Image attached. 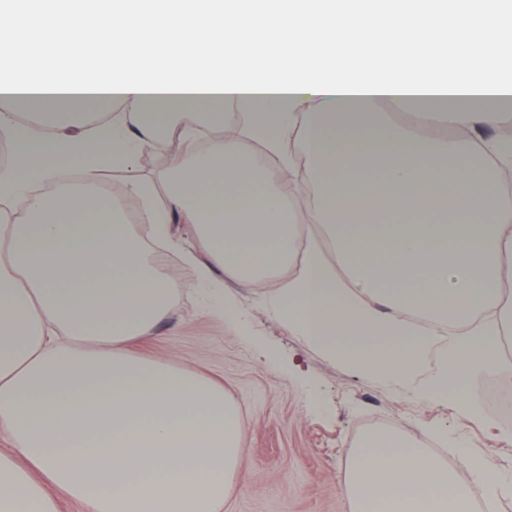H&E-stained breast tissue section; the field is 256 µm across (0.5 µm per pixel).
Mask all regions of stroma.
<instances>
[{
    "instance_id": "obj_1",
    "label": "stroma",
    "mask_w": 512,
    "mask_h": 512,
    "mask_svg": "<svg viewBox=\"0 0 512 512\" xmlns=\"http://www.w3.org/2000/svg\"><path fill=\"white\" fill-rule=\"evenodd\" d=\"M162 245L167 274L179 291L152 338L131 353L188 366L224 387L240 408L242 454L236 489L223 512H349L342 477L359 448L360 424L375 415L410 440L432 439L455 463L458 450L492 456L496 471L512 475V441L487 405L490 376H472L466 392L475 410L430 404L384 379L362 375L309 347L270 308L290 272L262 285L213 273L197 286L186 263L204 260L184 225Z\"/></svg>"
}]
</instances>
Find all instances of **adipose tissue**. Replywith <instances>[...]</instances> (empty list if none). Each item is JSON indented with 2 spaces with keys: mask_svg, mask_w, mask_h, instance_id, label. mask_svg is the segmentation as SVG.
I'll use <instances>...</instances> for the list:
<instances>
[{
  "mask_svg": "<svg viewBox=\"0 0 512 512\" xmlns=\"http://www.w3.org/2000/svg\"><path fill=\"white\" fill-rule=\"evenodd\" d=\"M459 10L483 51L449 33ZM505 56L504 0H0V512H59L62 494L84 512H219L238 407L193 369L125 349L171 308L147 246L175 221L205 250L196 279L293 267L272 307L329 359L467 412L474 373L511 385L486 354L512 338V197L472 164L512 167L492 135L512 126ZM100 101L101 119H73ZM440 126L457 138L432 137ZM201 127L210 146L173 156L165 206L138 177L124 207L104 202L92 165L84 188L57 184L60 161L132 169ZM245 142L274 166L248 163ZM303 224L325 242L299 260ZM343 486L350 512H477L512 491L490 456L450 467L394 430L362 441Z\"/></svg>",
  "mask_w": 512,
  "mask_h": 512,
  "instance_id": "1",
  "label": "adipose tissue"
}]
</instances>
